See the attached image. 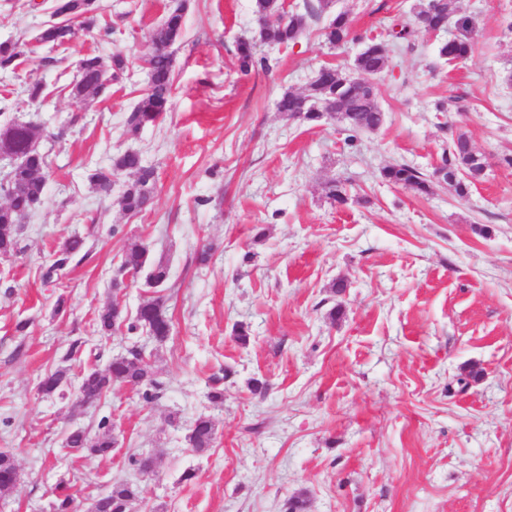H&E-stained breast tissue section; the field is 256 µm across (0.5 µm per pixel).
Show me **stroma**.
<instances>
[{
  "mask_svg": "<svg viewBox=\"0 0 512 512\" xmlns=\"http://www.w3.org/2000/svg\"><path fill=\"white\" fill-rule=\"evenodd\" d=\"M418 2L333 0V9L365 35L413 23ZM52 3L0 0V42L31 41ZM180 4L170 110L127 134L125 114L146 87L140 59ZM98 5L94 25L65 48L0 71L10 116L57 135L42 144L46 194L22 226L20 250L0 256V452L18 469L0 512H52L61 484L75 512H91L116 481L139 489L131 512H283L300 493L307 512H512V168L502 162L512 155V0H457L475 29L472 53L455 64L439 58L440 36L419 30L393 49L373 79L384 122L353 148L342 123L277 110L285 91H303L319 67H345L358 51L355 42L330 47L323 21L283 47L256 41L254 0ZM243 39L268 61L246 76ZM117 51L129 60L120 83L95 99L73 94L80 58ZM33 80L46 86L34 103L22 91ZM458 94L465 111L434 112L436 100ZM460 133L488 161L466 196L443 183L420 195L382 180L397 161L432 173ZM129 149L156 172L138 214L119 204L127 175L106 197L87 181ZM334 180L346 204L328 198ZM72 236L84 238L85 258L44 279ZM134 242L167 262L162 288L128 277L113 291ZM205 247L211 258L201 264ZM157 295L172 324L164 342L92 331L112 300L132 314ZM238 324L247 343L233 334ZM77 340L84 359H67ZM135 346L152 364L153 400L116 383L76 407L85 361L102 369ZM63 367L62 391L39 392L44 373ZM216 376L218 405L207 397ZM256 379L265 394L252 393ZM201 415L216 440L199 455L186 435ZM104 419L118 440L111 455L68 448L72 431L97 438ZM142 453L155 460L147 476L130 461Z\"/></svg>",
  "mask_w": 512,
  "mask_h": 512,
  "instance_id": "obj_1",
  "label": "stroma"
}]
</instances>
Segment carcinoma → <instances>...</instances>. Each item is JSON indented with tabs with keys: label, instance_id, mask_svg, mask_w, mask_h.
<instances>
[{
	"label": "carcinoma",
	"instance_id": "carcinoma-1",
	"mask_svg": "<svg viewBox=\"0 0 512 512\" xmlns=\"http://www.w3.org/2000/svg\"><path fill=\"white\" fill-rule=\"evenodd\" d=\"M328 2L329 0H317L312 3L304 0V11L287 12L283 0H255L254 12L258 20L260 40L284 47L295 45L304 35L308 21L324 13ZM96 10L94 0H59L53 5L50 20L46 21V25L35 36V42L51 47H61L69 43L75 35L73 22L80 21L92 26ZM450 20L454 21L457 29L456 42L438 46V57L449 65L470 54L473 20L457 15L456 0H422L416 7L414 23L425 32L434 33ZM183 29L184 7L179 5L167 12L153 37L149 51L141 58L148 71V88L143 90L125 117V128L129 134H137L144 126L157 122L170 110L174 63L170 48L181 38ZM411 34L409 26L395 23L385 36H356L353 34L348 13H337L323 28L325 41L332 47H341L350 41H361L362 50L342 70L331 65L321 67L304 91L284 92L278 100L277 110L290 119L308 123L337 119L345 124V130L349 132L348 142L351 144L360 133L379 129L383 122V111L367 80L387 71L389 44L406 41ZM30 52L31 49L25 43L1 42L0 69H16ZM237 58L240 70L246 74L257 65L248 41L238 44ZM127 68L128 60L121 53H115L107 59L97 54H87L80 59L74 89L79 96L97 98L107 90V86L101 82V75L105 73L118 82ZM44 137V130L31 121L10 120L3 126L4 150L22 154L24 161L6 172L0 180V195L5 198L0 204L1 256L18 252V222L44 196L47 154L33 148L34 142ZM487 167L485 155L476 151L469 138L461 133L452 139L448 151L442 154L440 163L432 174L427 175L407 163L396 162L383 168L381 175L391 184L421 194L431 193L435 184L443 182L457 195L463 196L467 193L469 183L480 179ZM119 173L132 176L121 196L123 209L129 214L142 212L151 201L153 168L144 164L139 153L126 150L113 158L111 168L90 170L88 180L98 193L107 195L112 191V177ZM82 248L83 239L80 237H69L62 241L58 249L59 259L48 267L45 278H52ZM143 272L146 273L147 285L159 286L167 281L169 267L161 259H150L144 246L132 243L120 256L118 273L121 276L129 273L138 276ZM96 328L104 335H110L122 328L130 335L142 328L154 340L162 342L170 335L171 324L166 316L165 301L158 296L143 303L133 321L127 319L117 302H112L99 311ZM64 383L65 371H49L41 381V390L53 394ZM114 383L145 387L143 397L146 400L153 397L151 389L158 386L153 379L151 363L135 348L126 355L112 358L104 370H87L80 387L81 402L88 403L100 398ZM99 426L105 428V431L96 441L90 442L83 432L74 431L67 438L69 447L101 456L111 453L114 438L106 430V422H100ZM186 439L194 452H207L215 440L212 420L206 416L195 419ZM16 484L15 461L10 454L1 452L0 493L10 492ZM137 497L138 489L132 484L115 482L108 493L94 504L93 512H128ZM52 509L53 512H72L73 497L66 487L58 488Z\"/></svg>",
	"mask_w": 512,
	"mask_h": 512
}]
</instances>
